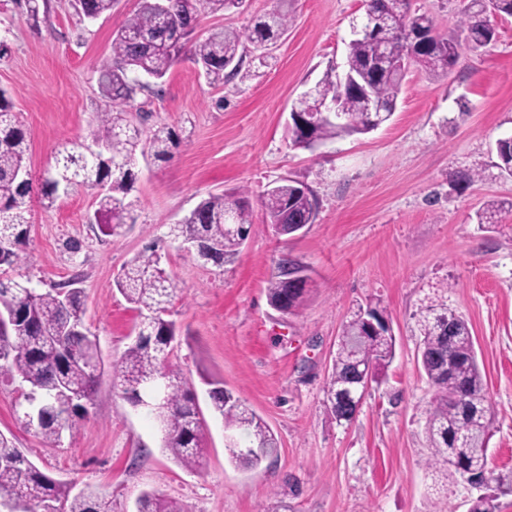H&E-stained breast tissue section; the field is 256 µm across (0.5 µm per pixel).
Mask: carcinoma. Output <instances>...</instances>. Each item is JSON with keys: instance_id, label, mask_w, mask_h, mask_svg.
Returning <instances> with one entry per match:
<instances>
[{"instance_id": "1", "label": "carcinoma", "mask_w": 512, "mask_h": 512, "mask_svg": "<svg viewBox=\"0 0 512 512\" xmlns=\"http://www.w3.org/2000/svg\"><path fill=\"white\" fill-rule=\"evenodd\" d=\"M114 0H83V15L96 19L112 10ZM238 0H169L161 11L157 0H141L112 39V65L100 70L99 85L110 106L97 113L95 140L105 149L96 154L80 141L63 144L53 165L41 178V194L52 204L59 190L77 184L102 186L97 199L96 223L106 236L121 234L136 223L133 203L127 201L133 174L122 162L141 152L165 159L175 142L163 129L153 133L149 150H139L142 131L119 110L139 91L149 89L143 79L159 80L189 54L192 63L209 84L224 83L226 70L236 71L246 54V44L262 48L288 28V13L274 8L258 17L254 25L240 31L220 27L203 38L194 37L188 25L203 13L225 12ZM512 17V0H468L459 20V31L444 37L436 33L432 18L411 8L410 0H371L361 25L372 29L348 45L346 75L365 84L369 96L355 92L343 80L326 78L304 93L294 104L298 109L334 107L343 120L319 119L305 135L292 132V144L311 149L341 136L366 134L375 130L377 115L368 111V99L382 103L388 115L396 110L397 99L408 67L416 64L432 74H446L460 57L463 45L479 49L496 38L492 18ZM27 132L13 113V104L0 90V244L9 248L6 266L24 263L23 246L30 224L33 180L21 183L30 173ZM498 168L512 177V137L496 141ZM263 206L265 223L275 225L288 216L290 224H312L317 200L302 184L282 179L267 190ZM502 208L492 201L479 215L481 224H497ZM252 216L246 200L237 193L211 194L181 222L171 235L184 242H200L216 265L236 255L246 239ZM125 299L135 305L139 320L135 329L141 341L130 344L118 363V379L125 398L134 403L139 392L156 381L165 391V408L152 410L164 429L163 447L185 469H194L205 450L208 424L183 374L170 362L175 323L165 319L175 286L160 266L155 251L143 252L126 263L116 281ZM309 281L299 288L286 286L280 275L267 282L272 307L294 312L306 301ZM25 308L30 316L12 326H0V374L17 378L29 387L24 416L48 443L60 440L76 419L87 412L96 391L102 361L96 340L84 329L82 292L70 288L66 297L56 290L39 292L10 277H0V311ZM416 330L420 336L418 359L433 398L427 411L425 433L434 466H447L454 476L488 472L487 492L476 500L472 512H497L498 493L512 491L506 478L488 471V445L492 437L487 405V382L478 361L467 320L433 301L420 308ZM395 355L392 336L367 332L358 313L343 324L332 372L325 386L328 408L336 421L350 422L346 389L357 367L373 368V377ZM209 391L213 412L224 420V429L247 435L246 453L238 443L230 446L231 461L256 467L276 447L266 422L243 399L222 386ZM112 512V501L88 487L77 494L42 472L12 441L0 434V512ZM137 512H182L163 494L144 493Z\"/></svg>"}]
</instances>
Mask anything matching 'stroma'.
I'll use <instances>...</instances> for the list:
<instances>
[{"label": "stroma", "mask_w": 512, "mask_h": 512, "mask_svg": "<svg viewBox=\"0 0 512 512\" xmlns=\"http://www.w3.org/2000/svg\"><path fill=\"white\" fill-rule=\"evenodd\" d=\"M280 4L287 32L248 51L222 86L209 85L184 57L136 95L133 121L148 136L171 130L177 145L167 159L134 166L128 198L138 220L123 235L104 236L92 224L94 188H74L50 208L34 197L27 261L12 276L43 292L80 288L84 325L104 366L87 414L54 445L24 420L25 385L0 375V433L50 476L107 495L112 512H135L149 491L183 512H470L478 490L428 465L432 390L416 361L415 315L441 299L466 318L487 380L489 454L496 473L511 474L512 178L496 166L495 142L512 135V17L496 18V40L463 50L447 75L411 68L393 117L378 129L311 151L292 145L288 113L327 74L343 71L362 0H240L202 16L195 35L248 27ZM37 5L33 15L0 0V88L30 134L27 164L38 179L61 143L93 142L104 107L99 72L139 0H115L93 21L74 0ZM471 171L478 177L469 184L463 175ZM283 177L304 182L318 201L315 222L290 236L265 224L262 208ZM238 190L253 224L230 262L204 261L170 236L202 198ZM489 200L502 206L501 223H479ZM70 239L80 240L78 254L65 250ZM149 247L176 286L172 362L209 427L195 471L162 450L147 410L124 398L115 376L137 321L115 280ZM285 259L311 278L305 304L286 315L266 293ZM371 307L389 322L395 357L354 421L340 425L324 397L336 340L344 322ZM208 375L275 434L276 448L258 467L230 462Z\"/></svg>", "instance_id": "1"}]
</instances>
